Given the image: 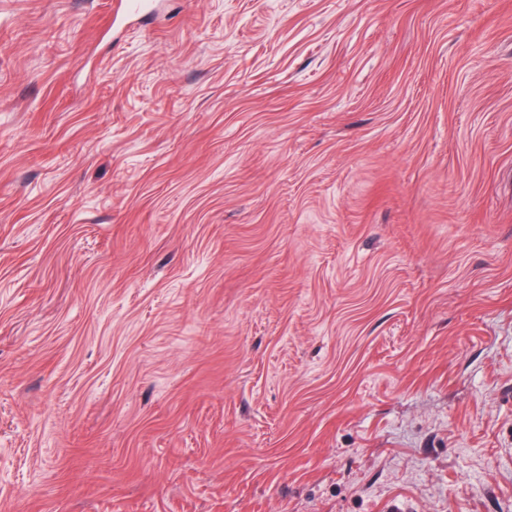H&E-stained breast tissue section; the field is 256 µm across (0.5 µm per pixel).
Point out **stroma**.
Here are the masks:
<instances>
[{
	"label": "stroma",
	"instance_id": "35a3bbf8",
	"mask_svg": "<svg viewBox=\"0 0 512 512\" xmlns=\"http://www.w3.org/2000/svg\"><path fill=\"white\" fill-rule=\"evenodd\" d=\"M0 0V512H512V0ZM150 7V0H120L112 15L111 28L121 27L130 20H137Z\"/></svg>",
	"mask_w": 512,
	"mask_h": 512
}]
</instances>
